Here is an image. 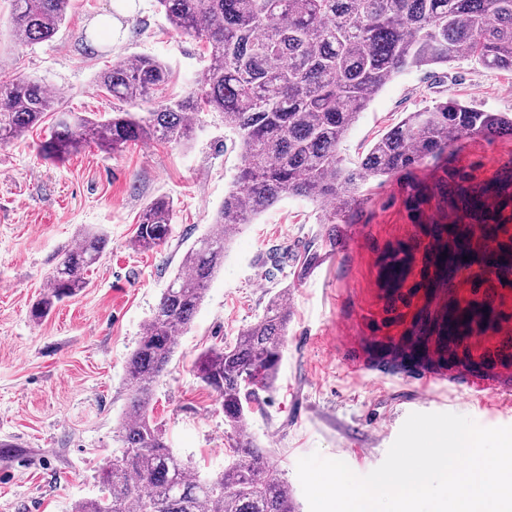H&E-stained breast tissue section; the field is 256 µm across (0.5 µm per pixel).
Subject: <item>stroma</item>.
<instances>
[{"mask_svg": "<svg viewBox=\"0 0 512 512\" xmlns=\"http://www.w3.org/2000/svg\"><path fill=\"white\" fill-rule=\"evenodd\" d=\"M10 0H0V79L24 75L60 91L68 110L108 113L119 103L95 78L112 61L148 54L168 65L166 97H183L197 80L198 41L166 30L155 0H72L52 41L20 45L10 29ZM512 73L467 60L413 69L370 102L341 145L348 159L406 113L453 98L512 113ZM55 124L47 115L24 137L0 145V512H71L101 494V468L115 453L128 403L125 363L180 265L204 235L240 163L238 136L219 113L201 110L186 145L151 141L107 153L89 146L53 163L39 153ZM469 185L491 179L512 187V138H474L456 152ZM432 171L375 186L379 207L358 227H336L323 239L328 206L282 200L245 225L230 245L189 330L157 381L150 413L172 451L200 473L223 470L233 440L215 395L196 377L194 361L233 342L288 288V325L275 389L259 396L246 432L269 448L292 490L296 512H309L297 462L312 453L344 461L360 476L378 467L413 412H450L484 427L512 426V366L466 371L439 337L448 304L486 269L469 276L443 271L446 228L466 224L483 235L489 218L463 216L452 203H430L421 216L405 207V185ZM174 202L168 243L132 245L151 200ZM102 230L105 255L90 284L41 322L30 316L61 250L82 226ZM280 250V265L266 256ZM319 260L304 267L308 252ZM434 375L413 397L421 371Z\"/></svg>", "mask_w": 512, "mask_h": 512, "instance_id": "obj_1", "label": "stroma"}]
</instances>
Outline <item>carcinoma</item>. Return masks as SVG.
Returning a JSON list of instances; mask_svg holds the SVG:
<instances>
[{
    "label": "carcinoma",
    "instance_id": "carcinoma-1",
    "mask_svg": "<svg viewBox=\"0 0 512 512\" xmlns=\"http://www.w3.org/2000/svg\"><path fill=\"white\" fill-rule=\"evenodd\" d=\"M168 28L203 43L207 65L194 91L160 98L171 77L157 58L134 55L99 73L100 91L135 107L100 118L70 113L46 87L23 77L0 81V144L23 137L50 112L51 137L39 146L62 159L85 146L117 152L145 140L187 144L200 107L219 112L236 131L241 161L209 230L183 255L180 270L146 320L126 361L127 416L121 448L101 472L102 496L78 501L72 512H295L288 481L271 450L241 431L251 404L272 391L285 349L288 289L227 346L202 353L194 370L224 411L235 434L232 460L203 476L174 454L149 414L154 385L170 363L177 336L191 325L210 282L224 267L229 243L288 197L335 204L325 243L336 248V225L377 204L366 189L419 168L434 169L427 200L448 184L442 160L463 140L489 144L512 136V114L445 99L415 112L378 137L350 164L340 144L359 114L394 77L408 69L446 66L464 58L512 73V0H157ZM70 0H12L11 32L22 44L52 40ZM468 213H486L482 193L465 194ZM173 201L157 198L143 211L133 246L153 250L172 232ZM107 237L78 231L33 304L39 322L56 303L87 286ZM500 315L473 304L457 311L462 331L493 327Z\"/></svg>",
    "mask_w": 512,
    "mask_h": 512
}]
</instances>
